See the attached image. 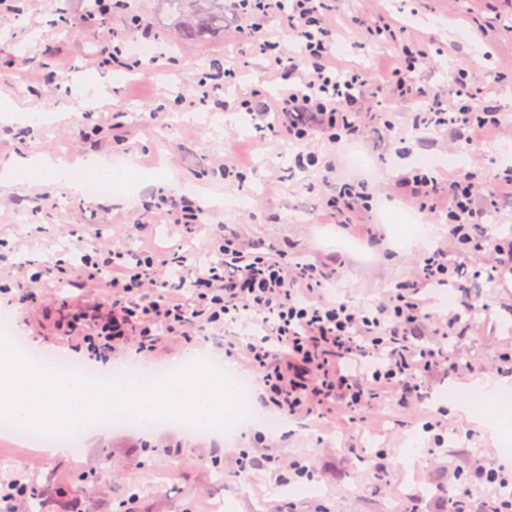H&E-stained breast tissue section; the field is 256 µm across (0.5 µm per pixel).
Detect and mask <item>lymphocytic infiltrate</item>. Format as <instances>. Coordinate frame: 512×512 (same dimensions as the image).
<instances>
[{"instance_id": "f902f5d3", "label": "lymphocytic infiltrate", "mask_w": 512, "mask_h": 512, "mask_svg": "<svg viewBox=\"0 0 512 512\" xmlns=\"http://www.w3.org/2000/svg\"><path fill=\"white\" fill-rule=\"evenodd\" d=\"M234 2L238 12L252 20V53L268 61L279 93L265 100L258 91H241L234 100L223 99L221 90L236 76L228 68L200 78L191 98L244 113L274 138L305 145L295 159L302 170L319 161L314 133L327 134L333 144L364 138L370 125L364 110L365 74L336 63V28L327 20L329 0ZM271 16L297 38L299 51L273 41L264 27ZM396 55L384 79L398 96L423 101L415 113L416 127L444 129L455 143L470 145L503 126L496 106L479 105L483 89L468 73L456 79L455 97L445 104L439 94L417 88L409 79L425 50L401 48ZM394 192L418 211L443 219L448 242L421 254L412 277L369 309L327 299L324 286L332 276L327 267L291 262L287 253L263 251L237 233L209 239V263L199 261L194 247L162 256L146 250L133 255L121 246H87L80 236L71 242L82 254L80 266L60 261L38 267L0 295L7 305L16 306L41 299L50 286L76 279L101 289L102 299L79 309L64 332L76 352L85 346L112 353L132 347L151 356L170 339L209 328L220 331L236 322L259 325L264 336L232 339L224 353L258 373L269 406L300 416L337 402L357 417L380 395L398 392L403 383L416 381L449 359L444 348L417 341L424 321H433L435 335L447 337L472 312L467 306L435 316L427 309L426 288L458 283L459 267L449 262V254L467 255L472 243L483 242L492 244L498 259L512 262V240L493 241L483 222L485 211L495 207L498 198L512 199V174L489 184L470 171L439 179L416 168L396 181ZM367 356L372 363L364 370L360 364Z\"/></svg>"}]
</instances>
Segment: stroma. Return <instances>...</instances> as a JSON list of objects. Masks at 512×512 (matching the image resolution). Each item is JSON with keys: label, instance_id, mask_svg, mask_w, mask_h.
<instances>
[{"label": "stroma", "instance_id": "35a3bbf8", "mask_svg": "<svg viewBox=\"0 0 512 512\" xmlns=\"http://www.w3.org/2000/svg\"><path fill=\"white\" fill-rule=\"evenodd\" d=\"M128 17L105 26L69 27L56 23L55 0L0 12V99L13 100L22 118L0 119V162L15 155L50 156L73 165L89 157L111 161L134 193L118 191L86 201L55 185L0 186V236L22 242L21 251L0 254V268L52 261L63 234L74 231L120 240L131 251L150 246L168 251L182 238L168 221L140 223L142 205L156 196H188L205 209L211 232H239L287 253L293 262L322 261L336 269L329 297L359 306L379 301L398 281L407 279L419 253L445 242L447 225L424 216L389 193L402 173L431 157L432 170L446 176L455 169L479 173L512 170V134L491 136L476 151L449 150L448 139L415 131V104L395 96L380 75L394 60L395 49L352 27L351 18H367L401 27L406 38L422 42L427 62L412 72L416 86L453 90L460 72L484 79L486 102L512 116V0H335L338 24L334 50L339 62L364 69L365 106L376 122L391 120L388 136L333 146L319 141V163L301 171L294 165L296 145L263 135L242 114L222 112L179 100L180 86L210 68L213 59L236 65L240 86L274 97L276 80L263 60L248 51V23L224 7V30L202 43L182 41L173 28L166 0H130ZM128 42L163 48L165 57L146 72L129 73L103 66L111 32ZM51 52L56 70L67 81L51 78L43 64ZM97 86L103 106L83 109L79 99ZM240 175L224 177L225 161ZM337 177L367 175L369 190L390 202V222L378 212H361L345 227L321 220V200L330 191L327 167ZM427 238L416 240L418 225ZM471 270L455 294L458 304L474 308L470 326L453 337L454 367H442L419 379L417 389L379 398L363 417L344 414L333 424L311 416L304 424L282 419L279 428L261 424L233 427L223 438H199L171 428L153 431L115 429L83 437L80 454H53L0 436V472L23 474L41 498L45 512H59V502L79 504L81 512H117L132 499L134 512H443L432 481L449 473L469 475L466 485L473 512L494 486L475 480L476 464L500 463L512 469V455L478 424L450 412L443 392L469 384L473 377L512 375V273L490 262L487 252L467 257ZM71 307L35 304L13 331L30 352L41 357L74 359L58 340L60 322L71 321ZM472 363L476 374L457 371ZM441 421L442 447H435L426 426ZM414 451L415 464L405 453ZM257 458L285 455L313 468V477L296 478L282 470L263 471L241 481V453ZM223 476L211 470L213 461ZM141 492L131 498L129 487Z\"/></svg>", "mask_w": 512, "mask_h": 512}]
</instances>
